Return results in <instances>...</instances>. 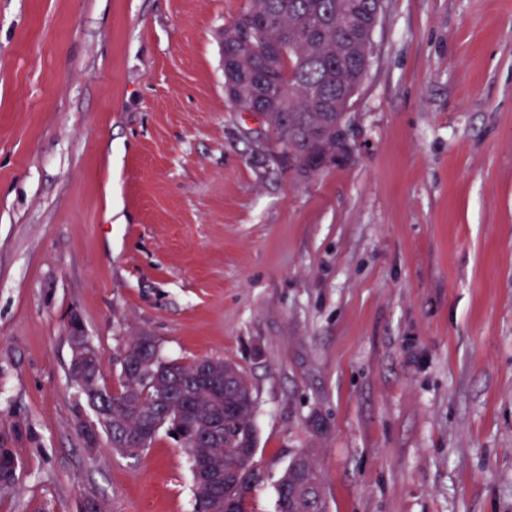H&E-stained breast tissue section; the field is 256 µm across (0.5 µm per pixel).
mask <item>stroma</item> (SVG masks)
Wrapping results in <instances>:
<instances>
[{
  "label": "stroma",
  "instance_id": "1",
  "mask_svg": "<svg viewBox=\"0 0 512 512\" xmlns=\"http://www.w3.org/2000/svg\"><path fill=\"white\" fill-rule=\"evenodd\" d=\"M308 174L224 91L245 0H0V512H196L168 431L88 451L79 319L109 384L132 336L236 363L276 512L309 454L326 512H512V0H387Z\"/></svg>",
  "mask_w": 512,
  "mask_h": 512
}]
</instances>
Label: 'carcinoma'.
<instances>
[{"label": "carcinoma", "mask_w": 512, "mask_h": 512, "mask_svg": "<svg viewBox=\"0 0 512 512\" xmlns=\"http://www.w3.org/2000/svg\"><path fill=\"white\" fill-rule=\"evenodd\" d=\"M377 0H246V6L222 33L224 59L234 56L237 66L249 73L265 69L266 51L278 49L274 74L278 87L264 113L273 138L267 150L294 156L303 173L318 170L327 153L342 152L336 140V123L344 117L342 102L360 89L363 75L371 66L367 36L346 37L342 25L351 4L374 10ZM158 382L134 386L125 377L112 388L105 381L100 361H89L70 380L102 387L112 405V422L99 426L112 451L137 457L151 447L159 429L139 440L136 434L151 427L158 415L161 387L169 378L186 377L197 362L162 361ZM238 380L224 390V406L241 407L224 423L225 512H248L249 493L256 484L254 449L257 447L253 412L247 404L251 387L241 370ZM277 512H325L316 466L306 454L295 456L284 470L277 487Z\"/></svg>", "instance_id": "cac0c4a2"}]
</instances>
